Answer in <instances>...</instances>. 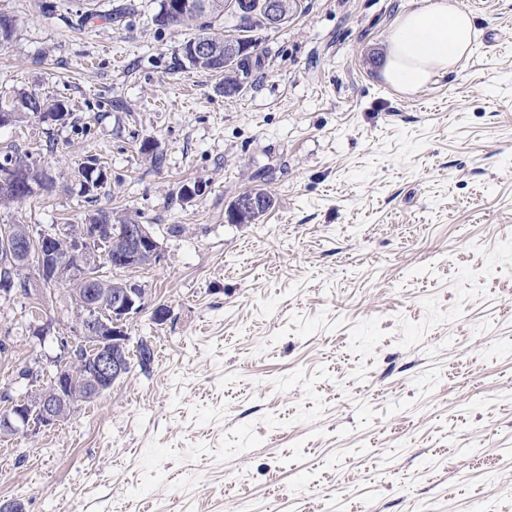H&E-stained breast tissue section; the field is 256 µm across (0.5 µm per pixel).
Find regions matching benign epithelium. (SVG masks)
Returning <instances> with one entry per match:
<instances>
[{"label": "benign epithelium", "instance_id": "1", "mask_svg": "<svg viewBox=\"0 0 512 512\" xmlns=\"http://www.w3.org/2000/svg\"><path fill=\"white\" fill-rule=\"evenodd\" d=\"M295 6L296 0H266L261 4L266 26L275 28L284 24ZM265 203L266 199L257 193L244 196L233 214H257ZM65 233L72 237L75 254L79 257V264L74 270L60 262L54 251L45 249L49 241ZM115 235L122 245L114 251L101 243V226L93 223L79 224L74 230L68 226L52 227L42 230L38 240L20 235L6 243L4 255L0 256L1 277L12 275L17 268L33 263L39 269L36 280L40 285L47 286L76 272L85 284V300H79L74 305L78 319L74 345L60 341L61 354L40 357L36 366L30 368L34 374L39 365L47 363L55 366L52 384L9 401L6 410L0 413L1 438L32 434L64 422L74 412L76 405L84 401V397L101 396L112 382L130 370L126 350L130 337L124 322L145 309V292L135 283L121 281L112 285V291L107 296H101V267L107 261L112 263V267L122 269L153 264L160 258L161 244L150 224H120ZM82 351L93 355L91 370L84 378L83 396L74 391L72 368L61 360L63 355Z\"/></svg>", "mask_w": 512, "mask_h": 512}]
</instances>
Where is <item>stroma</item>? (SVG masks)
<instances>
[{
	"instance_id": "35a3bbf8",
	"label": "stroma",
	"mask_w": 512,
	"mask_h": 512,
	"mask_svg": "<svg viewBox=\"0 0 512 512\" xmlns=\"http://www.w3.org/2000/svg\"><path fill=\"white\" fill-rule=\"evenodd\" d=\"M47 1L0 0L16 23L0 102L36 92L69 110L0 127V155L53 180L1 205L0 224L108 210L154 225L156 263L104 270L145 288L124 326L154 360L65 423L0 440V499L512 512V0H480L470 56L413 95L382 63L421 0H300L287 24L254 31L264 65L233 95L184 59L194 25L154 24L160 0ZM113 8L121 22L103 20ZM91 156L108 173L93 202L75 180ZM250 189L272 209L230 223ZM66 295L0 296V393L31 390L18 375L40 353L29 325L70 337Z\"/></svg>"
}]
</instances>
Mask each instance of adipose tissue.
I'll return each instance as SVG.
<instances>
[{"label":"adipose tissue","instance_id":"adipose-tissue-1","mask_svg":"<svg viewBox=\"0 0 512 512\" xmlns=\"http://www.w3.org/2000/svg\"><path fill=\"white\" fill-rule=\"evenodd\" d=\"M478 30L461 0H426L402 13L388 36L383 76L412 94L457 68L471 53Z\"/></svg>","mask_w":512,"mask_h":512}]
</instances>
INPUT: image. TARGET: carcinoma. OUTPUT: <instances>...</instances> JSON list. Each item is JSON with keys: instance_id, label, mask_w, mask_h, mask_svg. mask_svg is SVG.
<instances>
[{"instance_id": "1", "label": "carcinoma", "mask_w": 512, "mask_h": 512, "mask_svg": "<svg viewBox=\"0 0 512 512\" xmlns=\"http://www.w3.org/2000/svg\"><path fill=\"white\" fill-rule=\"evenodd\" d=\"M258 0H243L242 13L231 20H224V24L228 28L222 31H215L216 22L214 18L224 14V0H210L209 13L199 14L194 17L189 15L177 17L169 16L168 8L176 0H162L161 8L158 15L170 17L169 24L177 25L187 22L191 19L195 20L198 27V34L194 39L207 38L217 45H223L224 38L229 37L241 43L246 50L243 51L240 58L230 60L228 62L199 60L192 55L190 45L192 40H187L183 46V56L186 61L195 69L223 72L224 77V93L232 95L239 92L244 84L248 83L254 72L262 68V56L257 53V44L253 42V38L248 36V32L252 29L262 26L259 18L260 12L256 10ZM24 99L31 101L35 105L32 115L39 117L43 122L58 121L62 114L65 104L60 101L49 102L41 96L35 94H27ZM13 165V156L5 154L0 158V182L8 181V186L0 185V205L9 204L18 199L30 196L33 190L30 188L32 184L40 186L46 184V176L43 173L35 171L32 166L17 167L11 169ZM82 180L79 181L80 189L84 194L97 195L98 190L104 188L107 184L108 177L105 166L98 162L95 158H89L78 167ZM25 267H20L15 272V278L8 280L9 291L20 295L29 294L28 277L23 275Z\"/></svg>"}]
</instances>
